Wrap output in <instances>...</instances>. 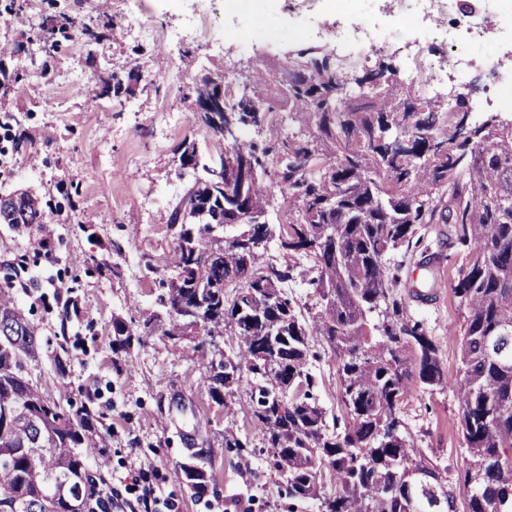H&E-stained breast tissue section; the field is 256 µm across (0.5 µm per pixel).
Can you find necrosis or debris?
Returning <instances> with one entry per match:
<instances>
[{
  "mask_svg": "<svg viewBox=\"0 0 512 512\" xmlns=\"http://www.w3.org/2000/svg\"><path fill=\"white\" fill-rule=\"evenodd\" d=\"M366 0H336L331 26L300 30L336 57L337 69L369 46L384 45L409 54H422L438 39L448 43V59L427 66L432 81L448 89L449 98L468 90L472 71L485 62L475 47L488 33L512 45V0H401L400 9L385 15L370 12Z\"/></svg>",
  "mask_w": 512,
  "mask_h": 512,
  "instance_id": "obj_1",
  "label": "necrosis or debris"
}]
</instances>
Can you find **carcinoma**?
<instances>
[{
  "label": "carcinoma",
  "instance_id": "cac0c4a2",
  "mask_svg": "<svg viewBox=\"0 0 512 512\" xmlns=\"http://www.w3.org/2000/svg\"><path fill=\"white\" fill-rule=\"evenodd\" d=\"M330 53L301 47L287 73L257 68L234 81L195 83V104L222 89L224 105L241 113V129L260 133L273 111L269 86L298 123L288 134L224 142L219 159L245 158L247 209L267 213L280 192L288 212L269 222H237L238 189L184 170L197 151L184 140L176 175L192 182L164 223L173 231L169 265L156 303L163 334L179 339L202 313L205 336L231 330L230 355L211 358L203 379L212 398L242 385L249 412L288 498L320 502L319 512H512V118L476 115L473 84L448 104L398 82L379 60L338 72ZM306 86L300 91L297 86ZM364 90L350 95L352 87ZM130 84L112 74L86 89L89 100L120 98ZM49 214L27 191L0 195V224L27 229ZM238 225L224 249L215 236ZM430 224L448 225V248L461 260L451 285L460 325L457 399L467 467L448 470L416 445L402 404L416 386L444 384L438 346L398 298L399 277L387 255L410 250ZM285 263L264 261L272 238ZM245 238L247 244L236 240ZM300 278L315 302L299 304L285 284ZM156 316L114 323L112 352L128 355L153 332ZM500 336V352L487 342ZM336 363L341 413L317 398L309 369L314 342ZM41 345L38 325L19 309L11 276L0 287V512H112L102 496L109 431L87 401L76 406L43 395L28 374ZM97 460L90 475L86 459ZM199 448L176 467L201 490L209 476ZM332 491L324 492L326 485Z\"/></svg>",
  "mask_w": 512,
  "mask_h": 512
}]
</instances>
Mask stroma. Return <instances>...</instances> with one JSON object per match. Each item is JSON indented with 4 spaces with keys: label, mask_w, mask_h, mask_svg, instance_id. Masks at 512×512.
Listing matches in <instances>:
<instances>
[{
    "label": "stroma",
    "mask_w": 512,
    "mask_h": 512,
    "mask_svg": "<svg viewBox=\"0 0 512 512\" xmlns=\"http://www.w3.org/2000/svg\"><path fill=\"white\" fill-rule=\"evenodd\" d=\"M300 0H0V43L13 52L0 78V193L29 191L47 203L51 221L33 231L0 224V279L33 280L20 294L23 314L38 324L43 347L29 374L46 397L68 387L74 401L93 396L110 433L104 471L115 495L112 512H317L293 503L262 434L247 412L246 389L226 406L212 399L203 361L184 349L190 337H146L127 357L112 351L113 322H141L156 313L168 277L172 233L162 217L188 188L178 178L176 149L193 140L215 157L220 134L198 123L191 88L204 76L224 75L214 41L232 49L238 71L275 66L296 46ZM106 15L121 27L140 21L149 36H124L86 45L74 23ZM58 51L40 52L48 28ZM141 66L158 91L89 101L85 87L113 70ZM25 133L14 150L8 136ZM447 225L435 224L421 252L392 253L409 314L438 344L444 386L417 388L404 402V419L417 444L433 449L456 474L467 460L458 433L457 338L463 316L450 284L459 260L448 248ZM25 270H18L20 260ZM77 316L62 320L67 297ZM74 350L65 374L52 352L61 340ZM234 427L242 445L223 444ZM209 450L212 477L194 491L175 474L191 450Z\"/></svg>",
    "instance_id": "1"
}]
</instances>
